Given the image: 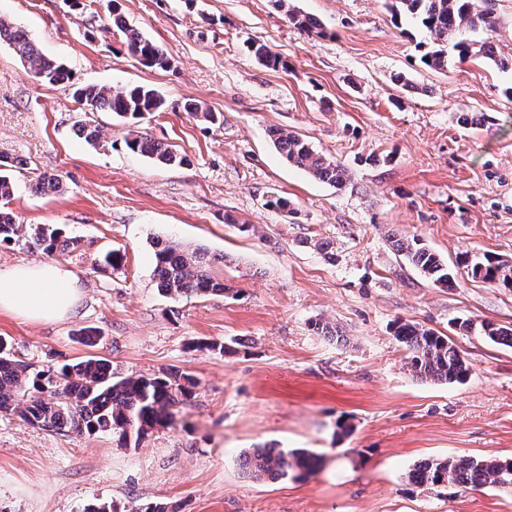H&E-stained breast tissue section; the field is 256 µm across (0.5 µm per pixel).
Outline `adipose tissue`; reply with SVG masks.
I'll return each mask as SVG.
<instances>
[{"label": "adipose tissue", "instance_id": "1", "mask_svg": "<svg viewBox=\"0 0 512 512\" xmlns=\"http://www.w3.org/2000/svg\"><path fill=\"white\" fill-rule=\"evenodd\" d=\"M77 299L73 275L58 264L39 262L0 270V310L21 318L64 320Z\"/></svg>", "mask_w": 512, "mask_h": 512}]
</instances>
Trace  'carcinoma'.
<instances>
[{"label":"carcinoma","instance_id":"obj_1","mask_svg":"<svg viewBox=\"0 0 512 512\" xmlns=\"http://www.w3.org/2000/svg\"><path fill=\"white\" fill-rule=\"evenodd\" d=\"M287 14L296 28L323 33L321 24L303 14L292 0H272ZM487 0H389L392 16L410 20L429 37L421 43L425 50L421 63L435 71H446L454 59H484L502 71L512 70V56L505 57L489 39H476L468 34L490 31L494 26ZM109 25L122 36L129 55L146 68L167 69L171 60L166 50L127 25L121 15L110 11ZM13 48L22 62L29 65L35 78L48 84L70 80L64 64L43 56L24 29L12 21L0 18V44ZM254 56L270 69H288L280 56L263 43L251 46ZM73 96L90 110L108 111L119 117L138 119L146 112H161L164 99L152 88L136 85L120 89L95 84L77 85ZM270 139L281 156L291 165L304 170L311 178L334 187L343 186L347 169L339 162L317 152L299 136L274 128ZM129 150L139 152L165 165L188 162L166 145L139 134L126 140ZM23 225L15 216L0 209V243L20 238ZM34 246L52 254L72 244L62 238L60 229L40 224L33 228ZM396 252L413 266L444 288L455 284L454 272L436 252L415 237L393 233L389 236ZM154 276L160 292L172 298L192 294H217L226 291L224 280L213 273L211 258L201 247L180 248L161 239L154 242ZM459 264L466 267L474 279L512 288V262L485 254L481 257L464 255ZM483 335L491 341L512 347V328L493 323L481 324ZM394 337L407 351L405 365L412 377L421 381L461 382L471 373L470 364L461 351L448 340L423 326L398 320ZM195 387L187 374L169 372L147 378L136 374L118 375L104 359L89 358L58 368L36 370L16 357L0 339V413L15 414L26 424L52 432L96 434L111 432L118 439L137 441L146 438L159 427L174 425L178 407L192 396ZM320 461L308 450L285 451L277 448H254L239 456V468L254 480L300 478L313 474ZM409 478L419 485L478 488L494 486L512 492V461L496 458L477 459L458 456L432 460L415 466Z\"/></svg>","mask_w":512,"mask_h":512}]
</instances>
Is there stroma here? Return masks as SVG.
Instances as JSON below:
<instances>
[{"mask_svg": "<svg viewBox=\"0 0 512 512\" xmlns=\"http://www.w3.org/2000/svg\"><path fill=\"white\" fill-rule=\"evenodd\" d=\"M323 26L298 30L270 0H117L121 16L164 47L168 69L133 60L104 30L96 0H0L71 82L141 84L164 111L131 124L46 84L0 44V157L18 223L52 224L76 246L48 255L20 238L0 245V269L50 260L80 290L63 321L0 310V337L34 368L89 356L146 377L178 369L199 386L176 423L134 442L109 433L47 432L0 413V512H84L94 500H163L180 512H512V492L417 486L419 462L512 460V348L476 326L512 327V290L472 279L458 259L512 261V72L478 59L437 72L420 62L426 36L396 24L385 0H294ZM288 63L275 71L250 47ZM413 87L400 89L395 75ZM193 101L222 124L185 112ZM461 112L484 114L464 127ZM99 125L90 145L77 120ZM279 127L346 166L335 188L288 165ZM188 162L161 167L126 147L130 131ZM53 175L55 194L34 193ZM295 213L267 207L269 195ZM416 237L452 267L444 288L391 247ZM220 259L226 293L162 295L153 239ZM332 243V255L316 242ZM123 254L103 268L107 251ZM448 338L471 365L462 382L413 378L393 336L397 320ZM475 329L463 331L462 321ZM336 337L317 333L314 322ZM237 341L222 355L207 343ZM306 448L322 464L305 479L255 482L237 465L263 444Z\"/></svg>", "mask_w": 512, "mask_h": 512, "instance_id": "1", "label": "stroma"}]
</instances>
